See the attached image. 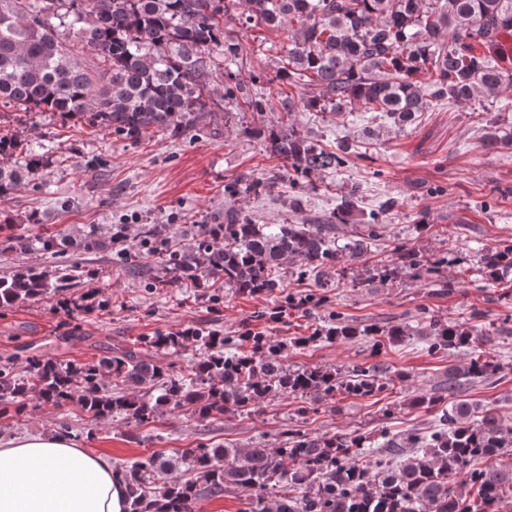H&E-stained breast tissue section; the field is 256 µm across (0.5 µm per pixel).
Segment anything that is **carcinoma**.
Returning <instances> with one entry per match:
<instances>
[{"label":"carcinoma","mask_w":512,"mask_h":512,"mask_svg":"<svg viewBox=\"0 0 512 512\" xmlns=\"http://www.w3.org/2000/svg\"><path fill=\"white\" fill-rule=\"evenodd\" d=\"M240 13H235L236 9ZM288 25V47L275 76L293 92L279 97L240 78L243 45L236 26ZM512 88V0H0V110L53 112L77 117L138 143L160 132L179 140L201 129L214 97L224 111L281 112L280 121L244 132L264 140L284 163L288 187L317 189L316 176L350 160L349 142L330 151L304 135L300 112L341 115L360 109L403 126L433 102L467 105L493 101ZM44 155L0 132V198L36 179ZM267 182L240 177L224 186L231 197L263 193ZM358 189L340 192L321 222L270 227L240 207H227L202 224L193 242L173 248L161 225L144 224L130 258L150 288H228L241 295L278 294L279 308L309 315L324 308L326 325L295 339L310 348L324 340L369 339L377 354L387 343L422 336L431 355L474 351L463 367L448 369L437 390L412 402L436 413L427 431L380 438L353 431L312 437L297 428L275 445L237 448L201 442L176 460L153 454L116 469L128 492L127 512H194L202 497L235 489L244 512H501L512 502V426L495 408L481 411L458 395L470 384L494 381L503 365L482 350L489 333L450 325L421 307L414 323L353 324L327 307L322 293L286 290L283 266L298 280L329 288L346 269L367 264L384 235L389 198L369 214ZM357 224L340 242V225ZM85 250H108L125 237V225L105 235L98 224L79 228ZM71 238L62 229L31 234L7 219L0 224V254L40 252L55 258ZM491 288H509L512 244L484 249L477 260ZM444 261L408 242L395 243L391 259L376 266L392 279L405 272L449 288ZM86 275L78 264L31 266L0 275V308L62 293ZM192 344L198 357L184 370L151 358L178 354ZM288 341L250 328L225 336L210 328L142 336L139 347L114 349L87 363H61L32 355L24 375L0 365V414L31 396L63 409L77 404L94 420L116 415L143 425L175 408L202 419L230 410L249 413L280 395L333 399L372 396L392 383L382 362L293 370ZM492 459L487 467L473 462ZM183 470L187 479L170 476Z\"/></svg>","instance_id":"1"}]
</instances>
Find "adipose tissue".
<instances>
[{
  "instance_id": "obj_1",
  "label": "adipose tissue",
  "mask_w": 512,
  "mask_h": 512,
  "mask_svg": "<svg viewBox=\"0 0 512 512\" xmlns=\"http://www.w3.org/2000/svg\"><path fill=\"white\" fill-rule=\"evenodd\" d=\"M126 486L108 457L59 435L0 443V512H126Z\"/></svg>"
}]
</instances>
